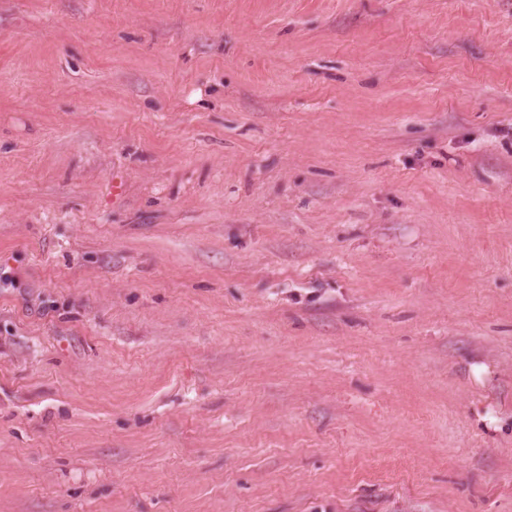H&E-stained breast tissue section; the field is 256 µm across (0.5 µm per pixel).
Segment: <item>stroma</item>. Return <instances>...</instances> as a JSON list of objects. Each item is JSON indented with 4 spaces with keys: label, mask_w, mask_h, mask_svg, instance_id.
<instances>
[{
    "label": "stroma",
    "mask_w": 512,
    "mask_h": 512,
    "mask_svg": "<svg viewBox=\"0 0 512 512\" xmlns=\"http://www.w3.org/2000/svg\"><path fill=\"white\" fill-rule=\"evenodd\" d=\"M0 512H512V0H0Z\"/></svg>",
    "instance_id": "1"
}]
</instances>
